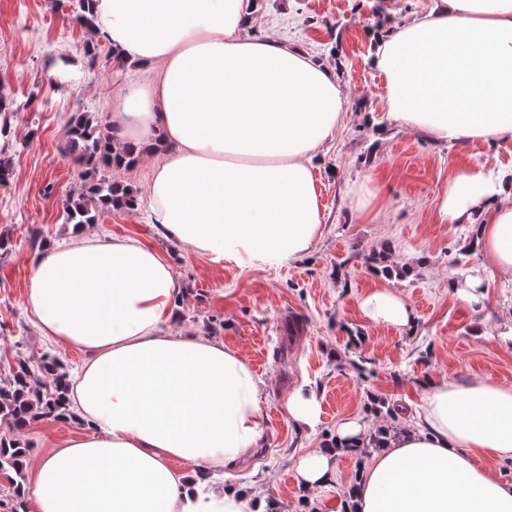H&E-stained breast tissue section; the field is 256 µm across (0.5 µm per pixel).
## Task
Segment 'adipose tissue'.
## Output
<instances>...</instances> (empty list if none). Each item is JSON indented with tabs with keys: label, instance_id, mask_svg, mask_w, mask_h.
<instances>
[{
	"label": "adipose tissue",
	"instance_id": "adipose-tissue-1",
	"mask_svg": "<svg viewBox=\"0 0 512 512\" xmlns=\"http://www.w3.org/2000/svg\"><path fill=\"white\" fill-rule=\"evenodd\" d=\"M253 10L250 0H93V33L147 71L112 123L135 155L165 156L146 188L153 224L211 262L273 268L323 234L314 159L346 97L305 48L245 36ZM372 38L396 120L444 143L512 138V0H431ZM437 211L477 227L483 269L458 295L480 303L486 269L512 278V182L465 166ZM175 292L171 265L133 237L84 234L34 261L25 304L46 339L83 352L68 398L85 424L37 463L26 490L36 512H263L240 487L210 482L259 447L262 381L235 350L164 332ZM359 308L377 325L414 321L385 288ZM365 434L341 421L334 447L301 458L299 512H310V491L338 483V448ZM488 458L512 460V387L434 381L417 427L373 453L343 502L347 512H512V483Z\"/></svg>",
	"mask_w": 512,
	"mask_h": 512
}]
</instances>
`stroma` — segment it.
<instances>
[{"mask_svg": "<svg viewBox=\"0 0 512 512\" xmlns=\"http://www.w3.org/2000/svg\"><path fill=\"white\" fill-rule=\"evenodd\" d=\"M430 0H258L248 35L299 44L333 66L347 95L343 125L323 147L315 171L324 234L308 255L276 268L210 262L167 239L146 207L100 213L90 229L130 236L157 250L174 269L181 302L174 330L208 337L242 353L262 379L265 431L261 445L229 465L232 483L261 503L294 512L295 466L326 444L337 424L356 417L369 429L385 416L371 399L412 425L427 381L464 383L474 377L512 386V283L493 279L482 306L458 299L452 262L471 231L440 223L436 203L460 165L477 162L512 178V138L437 143L395 121L385 108L386 85L371 65L368 31L385 20L410 21ZM88 32L74 20L71 0H0V94L11 104L0 158L10 176L0 185V380L15 359L39 365L52 354L66 366L79 350L45 342L24 305L33 231L46 244L70 240L66 201L82 184L65 153V131L80 112L110 119L128 86L141 80L132 64L117 65L100 46L89 59ZM384 253L386 271L367 258ZM386 287L412 308L407 331L366 321L358 302ZM317 391L315 428L289 418V393ZM78 430L73 422H33L19 439L29 449L22 472L32 477L50 444Z\"/></svg>", "mask_w": 512, "mask_h": 512, "instance_id": "35a3bbf8", "label": "stroma"}]
</instances>
